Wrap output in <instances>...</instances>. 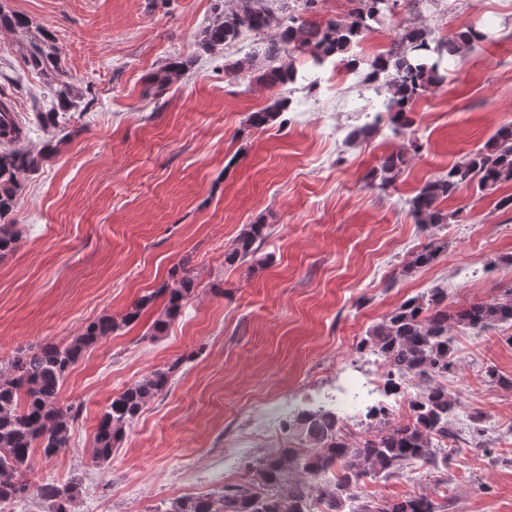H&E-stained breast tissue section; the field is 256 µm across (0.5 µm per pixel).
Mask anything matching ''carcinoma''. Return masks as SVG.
<instances>
[{
    "label": "carcinoma",
    "instance_id": "cac0c4a2",
    "mask_svg": "<svg viewBox=\"0 0 512 512\" xmlns=\"http://www.w3.org/2000/svg\"><path fill=\"white\" fill-rule=\"evenodd\" d=\"M232 9L224 0H216L214 17L204 29V46L219 51L238 41L244 33L260 36L246 64L238 68L260 71L269 85L294 82L296 54H309L313 64L344 55L359 38L384 25L391 15L390 0H350L354 7L342 19L317 17L318 0H302L300 12L283 19L274 14L269 0H234ZM0 31L18 35V49L25 65L50 78L54 107L36 113L39 125L56 129L60 120L79 110L85 89L70 80L61 64L60 47L52 33H30L29 21L0 7ZM492 40L487 26L470 25L449 37L432 39L427 31L407 27L399 32L386 53L367 63L363 81H383L385 108L393 131L398 133L412 124L414 100L433 85L446 79L450 67L457 66L482 45ZM191 64L190 59L173 57L150 78L155 93L168 89L173 80ZM290 100L280 98L270 107L255 113L254 124L262 126L289 110ZM24 138L23 128L15 120L10 105L0 101V257L14 251L17 232L9 221L20 190V178L35 173L48 157L11 149L9 145ZM407 163L403 153H392L368 170L363 182L370 189L385 191L394 186ZM512 182V127L500 128L477 151L448 168V171L423 183L410 200L415 224L429 230L456 217L439 208V203L467 186L482 194H492ZM270 235L268 225L249 224L226 253L229 264L256 259ZM448 247L443 241L430 240L413 255L412 267L430 265ZM196 282L186 267L174 272L151 293L127 309L121 319L103 315L85 325L66 343L53 341L17 350L0 359V502L26 496L29 484L24 480L31 455L39 448L46 458L67 445L71 426L78 418L73 405L60 404L63 383L85 351L106 336L139 321L145 308L162 300L152 323L151 336L166 334L195 292ZM442 293L433 290L427 296L411 297L390 311L373 327L361 347L385 357L394 372L387 380L411 374L424 388L410 399L413 421H378L377 430L355 444L339 433L336 413L327 410L302 411L288 419V436L297 443L249 458L243 465L240 481L197 496L175 499L154 512H435L424 495H411L392 501L378 498L356 502L351 494L360 482L388 478L415 463L439 464L437 446L453 437L451 416L457 401L441 386L436 376L445 377L454 370L450 359L451 337L448 320L477 333L501 323H512V288L493 302L476 303L448 312L441 307ZM173 368L154 371L115 396L98 421L92 459L100 465L110 463L116 444L125 429L154 399L168 393ZM81 492L80 483L44 481L36 495L45 512H73Z\"/></svg>",
    "mask_w": 512,
    "mask_h": 512
}]
</instances>
